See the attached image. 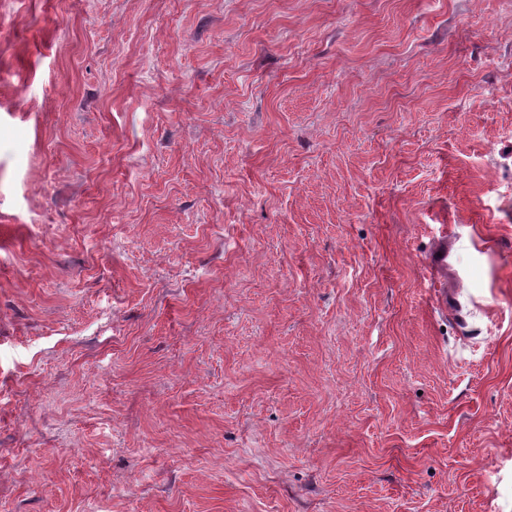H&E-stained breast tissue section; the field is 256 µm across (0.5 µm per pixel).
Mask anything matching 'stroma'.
Listing matches in <instances>:
<instances>
[{"label":"stroma","instance_id":"stroma-1","mask_svg":"<svg viewBox=\"0 0 512 512\" xmlns=\"http://www.w3.org/2000/svg\"><path fill=\"white\" fill-rule=\"evenodd\" d=\"M0 512H512V0H0Z\"/></svg>","mask_w":512,"mask_h":512}]
</instances>
